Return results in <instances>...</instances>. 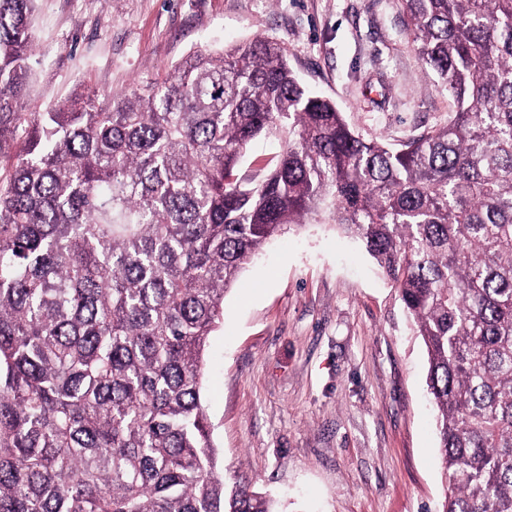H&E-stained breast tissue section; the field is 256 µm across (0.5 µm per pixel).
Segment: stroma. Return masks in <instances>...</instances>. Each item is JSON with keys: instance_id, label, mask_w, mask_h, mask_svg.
Here are the masks:
<instances>
[{"instance_id": "1", "label": "stroma", "mask_w": 512, "mask_h": 512, "mask_svg": "<svg viewBox=\"0 0 512 512\" xmlns=\"http://www.w3.org/2000/svg\"><path fill=\"white\" fill-rule=\"evenodd\" d=\"M33 32L28 112L254 36L277 39L306 85L390 148L454 109L397 0H36ZM209 361L203 403L227 486L272 493L281 512H437L423 341L331 221L284 229L245 265Z\"/></svg>"}]
</instances>
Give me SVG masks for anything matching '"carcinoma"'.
I'll return each instance as SVG.
<instances>
[{
    "label": "carcinoma",
    "instance_id": "obj_1",
    "mask_svg": "<svg viewBox=\"0 0 512 512\" xmlns=\"http://www.w3.org/2000/svg\"><path fill=\"white\" fill-rule=\"evenodd\" d=\"M34 2L0 0V512H275L224 486L207 347L244 265L308 218L363 244L422 336L440 512H512V0H399L455 105L399 150L269 37L24 112ZM278 151V145L269 140L255 141L249 148L243 164L238 169L239 176L251 175L262 167Z\"/></svg>",
    "mask_w": 512,
    "mask_h": 512
}]
</instances>
